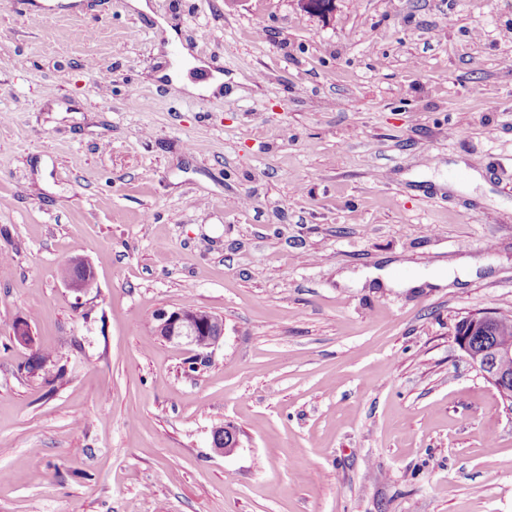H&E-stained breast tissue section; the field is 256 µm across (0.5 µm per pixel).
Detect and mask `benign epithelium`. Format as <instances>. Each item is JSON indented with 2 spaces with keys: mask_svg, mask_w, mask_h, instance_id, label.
Here are the masks:
<instances>
[{
  "mask_svg": "<svg viewBox=\"0 0 512 512\" xmlns=\"http://www.w3.org/2000/svg\"><path fill=\"white\" fill-rule=\"evenodd\" d=\"M70 265L76 270L72 278L66 280V285L82 292L93 286L95 274L92 266L85 260H72ZM154 330L157 335L169 342L183 343L201 350L195 362L200 368L209 362L204 350L215 347L224 335V323L215 319L210 313L201 309L184 307L175 310L161 309L155 315ZM496 321V314L485 312L467 317L466 324L456 332V343L465 353L473 367L487 379L499 392L501 397L512 407V373L499 369L500 362L512 360V346L500 345L492 340L480 343L473 336L488 333ZM205 343H200V339ZM213 447L224 453H230L238 446L236 429L221 426L212 433Z\"/></svg>",
  "mask_w": 512,
  "mask_h": 512,
  "instance_id": "benign-epithelium-1",
  "label": "benign epithelium"
}]
</instances>
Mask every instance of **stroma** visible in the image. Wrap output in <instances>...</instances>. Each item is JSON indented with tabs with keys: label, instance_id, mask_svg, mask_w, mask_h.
<instances>
[{
	"label": "stroma",
	"instance_id": "1",
	"mask_svg": "<svg viewBox=\"0 0 512 512\" xmlns=\"http://www.w3.org/2000/svg\"><path fill=\"white\" fill-rule=\"evenodd\" d=\"M148 2L0 0V512H512L454 340L512 317V0ZM158 16L223 91L160 83ZM188 303L224 321L195 372L154 333ZM70 265L76 270L72 278L65 281L66 285L77 292H82L88 288H92L95 282V274L92 266L85 260H71ZM68 264L60 269L62 280L72 276L73 271Z\"/></svg>",
	"mask_w": 512,
	"mask_h": 512
}]
</instances>
